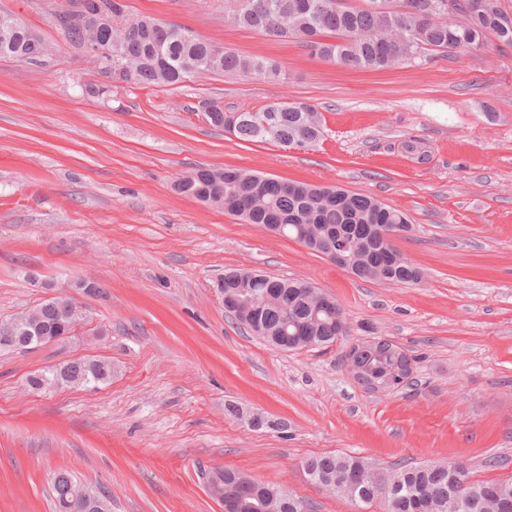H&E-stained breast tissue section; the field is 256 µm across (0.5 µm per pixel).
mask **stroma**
<instances>
[{
    "mask_svg": "<svg viewBox=\"0 0 512 512\" xmlns=\"http://www.w3.org/2000/svg\"><path fill=\"white\" fill-rule=\"evenodd\" d=\"M132 16L191 29L275 62V79L210 73L179 86L116 82L52 23L54 0H0L50 44L44 63L0 59V320L45 284L89 277L88 321L58 342L0 351V512H52L60 469L106 486L112 512H224L203 472L234 468L314 512H380L313 485L302 463L345 452L386 465L460 461L512 477V48L492 41L387 71H351L295 41L224 20V0H124ZM305 101L323 136L309 147L245 142L202 106L257 110ZM417 151H409L407 142ZM237 166L375 197L407 214L395 241L415 284L359 280L305 245L175 192L199 168ZM309 282L349 334L278 350L225 311V270ZM385 339L411 359L408 386L359 385L353 345ZM108 360L96 389L33 393L35 371ZM242 417L227 415V405ZM278 422L254 428L249 416ZM498 456L499 468L485 467Z\"/></svg>",
    "mask_w": 512,
    "mask_h": 512,
    "instance_id": "35a3bbf8",
    "label": "stroma"
}]
</instances>
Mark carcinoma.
I'll return each instance as SVG.
<instances>
[{
  "label": "carcinoma",
  "mask_w": 512,
  "mask_h": 512,
  "mask_svg": "<svg viewBox=\"0 0 512 512\" xmlns=\"http://www.w3.org/2000/svg\"><path fill=\"white\" fill-rule=\"evenodd\" d=\"M238 11L224 18L236 27L255 30L276 40H296L320 59L350 70H386L412 65L429 55L449 56L458 50L476 49L495 40L512 47V12L500 0H488V10L455 23L428 11V4L442 0H240ZM119 53L105 60L101 76L140 85H177L184 77L203 73H236L243 76L279 75L276 64L259 56L226 50L190 29L166 26L147 17L112 29ZM24 51L39 61L47 45L27 32L19 40ZM170 64L156 62L158 54ZM231 132L249 142L312 144L322 135L319 112L309 103H275L257 112L239 113ZM177 191L243 219L248 224H281L282 234L309 245L349 228L361 232L360 241L345 252L346 271L362 280L416 283L420 270L394 244L383 249L375 230L407 224V215L380 200L337 187L323 188L301 181L283 180L236 167L198 168L177 181ZM240 270L224 272L228 290L249 302L235 318L257 336L276 339L297 334L299 348L329 344L348 335L340 304L324 309L317 305L320 291L304 281L269 277L264 281L236 280ZM44 326L67 317V303L39 305ZM345 360L361 368L368 363L386 367L410 366L409 357L391 351L378 355L367 346L350 348ZM77 383L97 388L112 378V365H74ZM310 482L355 505H376L380 512H448L452 478L448 466L421 463L376 464L362 456L322 454L303 461ZM211 486L224 489V500L236 512H255L263 501L268 512H310V505L276 485L253 479L230 468L210 471ZM77 483L67 470L51 481L53 512H68L71 485ZM464 500L457 512H488L495 504L512 502V479L474 480L462 475L458 489Z\"/></svg>",
  "instance_id": "carcinoma-1"
}]
</instances>
